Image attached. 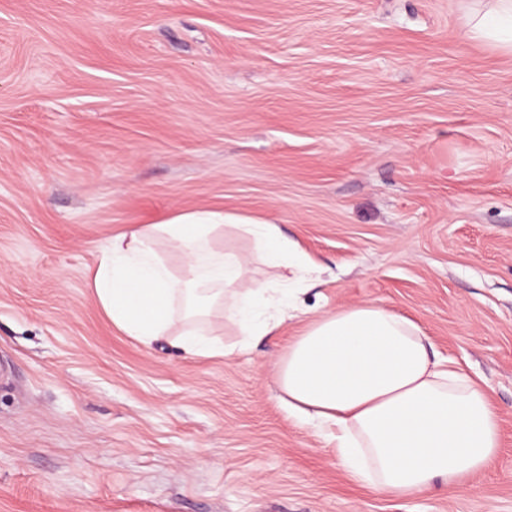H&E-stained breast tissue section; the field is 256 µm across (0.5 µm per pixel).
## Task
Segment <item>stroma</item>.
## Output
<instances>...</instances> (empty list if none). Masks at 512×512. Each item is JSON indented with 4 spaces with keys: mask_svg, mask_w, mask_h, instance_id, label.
I'll use <instances>...</instances> for the list:
<instances>
[{
    "mask_svg": "<svg viewBox=\"0 0 512 512\" xmlns=\"http://www.w3.org/2000/svg\"><path fill=\"white\" fill-rule=\"evenodd\" d=\"M463 0H0V512H512V55ZM272 218L482 382L498 455L414 498L354 481L273 361L116 328L87 273L132 224Z\"/></svg>",
    "mask_w": 512,
    "mask_h": 512,
    "instance_id": "1",
    "label": "stroma"
}]
</instances>
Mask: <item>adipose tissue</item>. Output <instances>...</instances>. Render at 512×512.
I'll return each mask as SVG.
<instances>
[{"mask_svg": "<svg viewBox=\"0 0 512 512\" xmlns=\"http://www.w3.org/2000/svg\"><path fill=\"white\" fill-rule=\"evenodd\" d=\"M466 34L512 53V0L472 5ZM228 229L289 277L252 284L250 260L214 244ZM161 240L181 257L180 269L158 253ZM311 269L272 220L195 209L112 236L89 281L127 335L148 343L174 330L189 355L216 357L226 350L204 336L211 316L223 313L244 338L268 335L295 305L294 275ZM428 343L412 321L364 301L309 317L272 377L305 422L335 428L336 453L357 481L409 498L438 478L463 484L501 447L499 410L483 385L430 357Z\"/></svg>", "mask_w": 512, "mask_h": 512, "instance_id": "obj_1", "label": "adipose tissue"}]
</instances>
